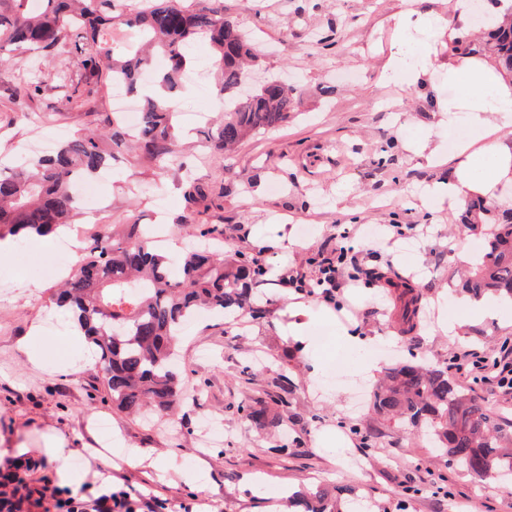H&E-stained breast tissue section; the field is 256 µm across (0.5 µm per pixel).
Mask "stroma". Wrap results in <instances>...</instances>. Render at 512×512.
<instances>
[{"instance_id":"stroma-1","label":"stroma","mask_w":512,"mask_h":512,"mask_svg":"<svg viewBox=\"0 0 512 512\" xmlns=\"http://www.w3.org/2000/svg\"><path fill=\"white\" fill-rule=\"evenodd\" d=\"M405 0H224V13L268 46L259 75L297 78L304 94L288 122L242 142L223 164L201 130H184V167L159 169L138 152H118L113 171L98 180L96 193L108 233L124 235L128 224L164 225L177 249L202 227L224 231L225 254L256 257L266 269L254 286L264 318L230 319L205 310L182 330L177 371L188 398L166 421L145 422L118 411L97 378L87 350L67 340L69 316L51 295L61 278L46 274L56 251L26 242L0 267V448H23L39 473L57 478L60 467L81 473L86 493L102 480H126L131 494H149L170 512H272L281 491L320 489L335 496L350 485L367 496L371 512H448L462 501L469 512H512V483L478 480L437 456L424 427L398 429L370 407H351L355 387L372 394L383 371L396 363L447 365L458 348L497 352L512 339V301L475 325L466 324L471 302L463 292L465 260L480 253L479 232H459L462 210L434 209L423 190L447 180L455 168L449 125L463 127L466 112L448 118L438 98H462L463 84L449 83L452 56L444 39L431 50L436 66L414 86L404 74L385 82L381 73L398 38L396 15ZM326 47H313L315 37ZM206 78L178 103L179 112L213 110L215 78L210 48L192 51ZM61 55L42 65L44 90L30 98L19 80L15 54H0V103L49 113L43 131L66 136L103 132L112 98L103 95L89 110L73 109L53 76ZM438 150L427 165L415 148ZM192 175L209 191L208 210L191 222L181 184ZM405 225L397 235L394 225ZM349 232L353 256L363 267L389 269L418 288L426 305L443 306L449 320L465 323L462 343H452L438 322L400 335V308L388 289L362 279L345 281L333 302L308 296L293 280L312 278L319 255L336 250ZM30 282L17 288L16 279ZM311 307L309 333L317 350H302L288 336V307ZM40 334L30 338L32 324ZM368 337L365 349L347 350L341 329ZM42 355L32 363L30 353ZM377 370L366 372L368 362ZM288 375V390L276 385ZM263 397L271 407L288 400V422L258 427L239 403ZM368 431L374 449L365 453L354 428ZM63 442L58 460L48 441ZM141 453L148 461L128 467L123 457ZM173 461L193 474L192 482L157 469L155 459ZM446 477L448 492L436 491ZM420 492L409 496L406 485Z\"/></svg>"}]
</instances>
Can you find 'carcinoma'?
I'll return each mask as SVG.
<instances>
[{
	"mask_svg": "<svg viewBox=\"0 0 512 512\" xmlns=\"http://www.w3.org/2000/svg\"><path fill=\"white\" fill-rule=\"evenodd\" d=\"M30 0H0V52L19 55L27 94L40 93L38 59L65 50L81 57V65L96 77L97 88L74 81L64 70L56 73L75 108L98 93V86L115 83L139 97L136 130L121 117L112 118L104 135H79L63 141L52 155H0V240L19 243L35 233L48 236L77 213L76 187L96 177L111 154L108 147L135 143L148 159L163 166L177 161L173 115L180 76L191 63V46L211 44L218 69L217 96L224 103V120L207 131L215 143V159L244 139L288 120L302 94L299 86L269 79L249 96L238 94L244 65L260 57L258 44L224 14V0H41L38 11ZM137 31V40L114 46L112 28ZM448 48L460 58L489 57L512 80V18L487 31L476 42L463 29L453 33ZM190 204L208 198L193 179L183 182ZM462 226L481 230L483 254L471 264L462 288L475 298L488 293L512 298V207L493 200L469 206ZM182 275L170 274V259L151 245L147 234L132 224L123 243L107 239L81 257L56 294L84 329L100 365V380L120 411L139 413L147 406L165 416L178 405L181 382L174 365L183 323L205 306L219 313L263 315L252 284L266 274L254 259L238 254L227 262L210 249L189 251L181 258ZM404 327L415 331L421 295L412 286L397 290ZM372 407L398 428L425 425L435 450L459 469L482 479L512 474V448L500 444L496 424L476 398L448 377V368L396 365L385 371L374 391ZM249 411L260 427L287 421L269 413L265 400L254 398L237 407ZM299 512H335L322 492L294 498Z\"/></svg>",
	"mask_w": 512,
	"mask_h": 512,
	"instance_id": "1",
	"label": "carcinoma"
}]
</instances>
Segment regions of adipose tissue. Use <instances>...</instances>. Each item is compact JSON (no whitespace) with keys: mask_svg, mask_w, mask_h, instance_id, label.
Masks as SVG:
<instances>
[{"mask_svg":"<svg viewBox=\"0 0 512 512\" xmlns=\"http://www.w3.org/2000/svg\"><path fill=\"white\" fill-rule=\"evenodd\" d=\"M428 51L407 55L405 43H397L383 66L385 79H393L398 71H405L408 84H417L432 68ZM465 80L470 94L469 136L459 140L456 146L459 163L447 182L438 183L430 191V200L436 206L456 210L468 198L489 196L496 180L512 176V144L502 137L491 136L485 114L489 107L500 112H512V82L497 73L485 59L465 58L459 64L449 66L448 80ZM483 141L481 154L470 151L471 140ZM489 162L493 178L480 179L474 174L480 162Z\"/></svg>","mask_w":512,"mask_h":512,"instance_id":"ef3b65f1","label":"adipose tissue"}]
</instances>
